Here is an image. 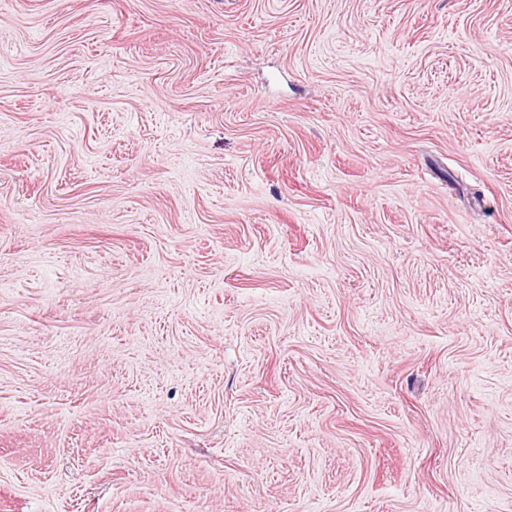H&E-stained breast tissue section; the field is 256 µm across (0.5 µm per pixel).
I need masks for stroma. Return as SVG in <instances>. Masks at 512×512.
<instances>
[{
  "mask_svg": "<svg viewBox=\"0 0 512 512\" xmlns=\"http://www.w3.org/2000/svg\"><path fill=\"white\" fill-rule=\"evenodd\" d=\"M0 512H512V0H0Z\"/></svg>",
  "mask_w": 512,
  "mask_h": 512,
  "instance_id": "1",
  "label": "stroma"
}]
</instances>
